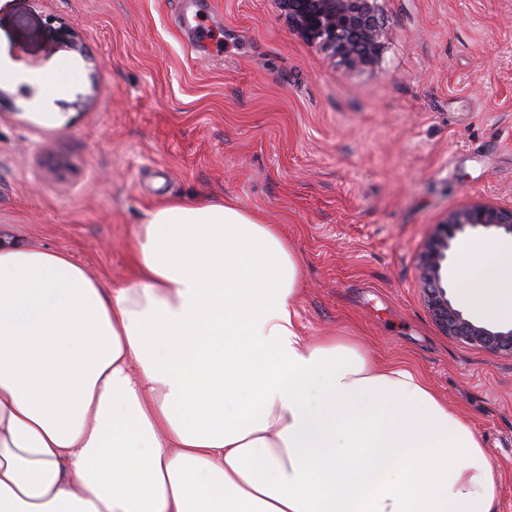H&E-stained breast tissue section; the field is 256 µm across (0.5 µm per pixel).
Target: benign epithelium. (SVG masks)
<instances>
[{
  "instance_id": "benign-epithelium-1",
  "label": "benign epithelium",
  "mask_w": 512,
  "mask_h": 512,
  "mask_svg": "<svg viewBox=\"0 0 512 512\" xmlns=\"http://www.w3.org/2000/svg\"><path fill=\"white\" fill-rule=\"evenodd\" d=\"M290 28L351 68L374 64L386 38L371 0H277ZM59 35L83 54L81 36L61 24ZM474 233L512 238V208L475 202L450 212L426 242L420 256V281L424 302L440 331L458 342L512 358V325L479 323L464 313L449 296L443 274L452 262L454 242Z\"/></svg>"
}]
</instances>
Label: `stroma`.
<instances>
[{
  "instance_id": "1",
  "label": "stroma",
  "mask_w": 512,
  "mask_h": 512,
  "mask_svg": "<svg viewBox=\"0 0 512 512\" xmlns=\"http://www.w3.org/2000/svg\"><path fill=\"white\" fill-rule=\"evenodd\" d=\"M373 6L383 50L353 69L276 0H0V59L64 79L0 76V238L109 288L151 207L237 200L300 261L303 336L420 376L489 449L512 512V358L444 336L419 271L451 211L512 207V0Z\"/></svg>"
}]
</instances>
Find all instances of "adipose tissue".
<instances>
[{
    "mask_svg": "<svg viewBox=\"0 0 512 512\" xmlns=\"http://www.w3.org/2000/svg\"><path fill=\"white\" fill-rule=\"evenodd\" d=\"M132 275L0 240V512H493L490 452L416 374L300 335L301 264L235 200L148 211ZM512 318V248L458 256Z\"/></svg>",
    "mask_w": 512,
    "mask_h": 512,
    "instance_id": "ef3b65f1",
    "label": "adipose tissue"
}]
</instances>
